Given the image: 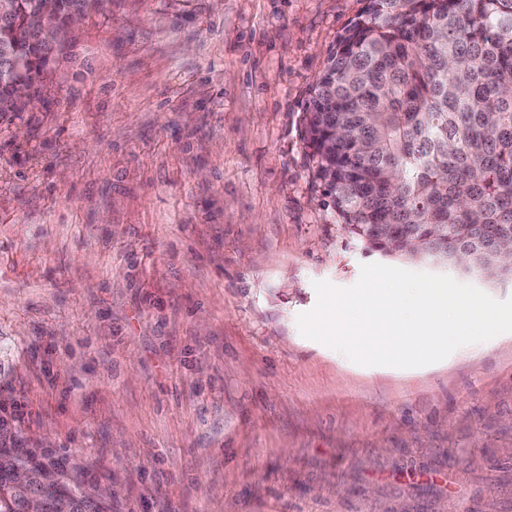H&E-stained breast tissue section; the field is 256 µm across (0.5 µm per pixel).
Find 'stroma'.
<instances>
[{"mask_svg": "<svg viewBox=\"0 0 512 512\" xmlns=\"http://www.w3.org/2000/svg\"><path fill=\"white\" fill-rule=\"evenodd\" d=\"M362 0H112L0 115V430L113 512H512V333L305 337L367 249L301 118Z\"/></svg>", "mask_w": 512, "mask_h": 512, "instance_id": "obj_1", "label": "stroma"}]
</instances>
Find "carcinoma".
<instances>
[{"label": "carcinoma", "mask_w": 512, "mask_h": 512, "mask_svg": "<svg viewBox=\"0 0 512 512\" xmlns=\"http://www.w3.org/2000/svg\"><path fill=\"white\" fill-rule=\"evenodd\" d=\"M104 0H18L0 18V72L22 61L25 98L0 85V113L21 112L56 50L39 28L62 29ZM315 177L340 223L385 256L453 266L489 280L512 273L496 255L512 238V0H365L316 77L303 112ZM35 448H0V512L55 494L11 472ZM43 469L60 461L43 455ZM62 470V469H60ZM70 512H112V495L62 470Z\"/></svg>", "instance_id": "cac0c4a2"}]
</instances>
